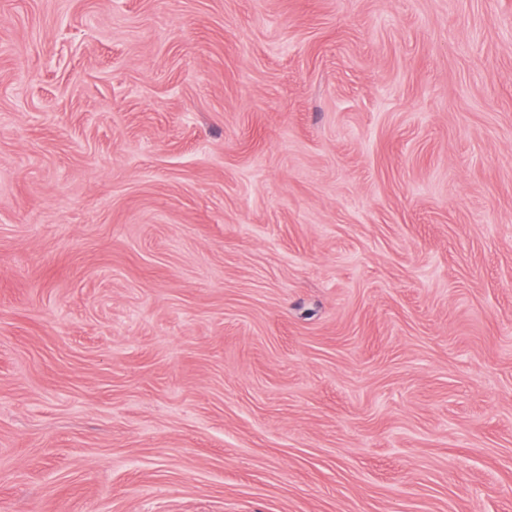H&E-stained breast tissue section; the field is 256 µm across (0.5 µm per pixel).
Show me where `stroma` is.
Returning <instances> with one entry per match:
<instances>
[{
	"mask_svg": "<svg viewBox=\"0 0 512 512\" xmlns=\"http://www.w3.org/2000/svg\"><path fill=\"white\" fill-rule=\"evenodd\" d=\"M0 512H512V0H0Z\"/></svg>",
	"mask_w": 512,
	"mask_h": 512,
	"instance_id": "obj_1",
	"label": "stroma"
}]
</instances>
